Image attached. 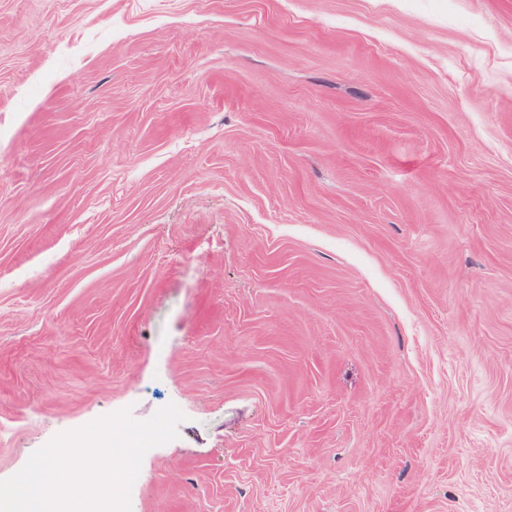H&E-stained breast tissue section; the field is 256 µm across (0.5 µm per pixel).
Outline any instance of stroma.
I'll use <instances>...</instances> for the list:
<instances>
[{"label": "stroma", "instance_id": "1", "mask_svg": "<svg viewBox=\"0 0 512 512\" xmlns=\"http://www.w3.org/2000/svg\"><path fill=\"white\" fill-rule=\"evenodd\" d=\"M170 402L131 512H512V0H0V479Z\"/></svg>", "mask_w": 512, "mask_h": 512}]
</instances>
